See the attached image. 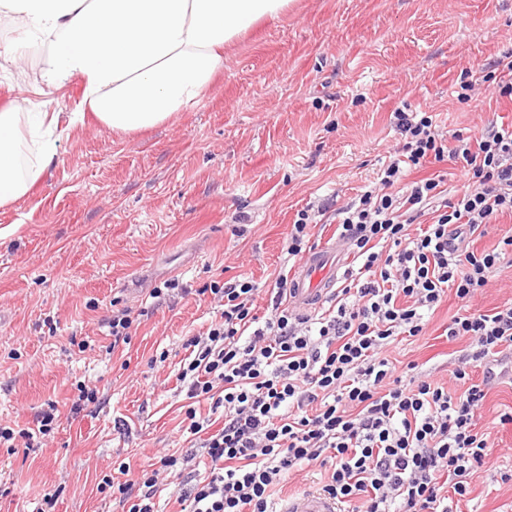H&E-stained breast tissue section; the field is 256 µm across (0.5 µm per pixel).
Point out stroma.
Returning <instances> with one entry per match:
<instances>
[{
	"label": "stroma",
	"mask_w": 512,
	"mask_h": 512,
	"mask_svg": "<svg viewBox=\"0 0 512 512\" xmlns=\"http://www.w3.org/2000/svg\"><path fill=\"white\" fill-rule=\"evenodd\" d=\"M509 51L512 0H297L225 47L198 104L132 134L91 118L71 124L79 81L46 86L34 61L21 91L0 71V107L57 113L59 134L41 182L0 208V228L14 229L0 239V426L33 434L0 447V512H123L103 477L189 446L176 376L188 334L221 312L210 284L252 280L255 312L266 316L297 212L315 213L311 243L330 246L337 208L375 182L400 141L396 110L429 113L449 132L512 124V101L495 84L474 102L457 99L462 72ZM173 277L189 295L142 307L146 289ZM510 303L512 255L470 306ZM461 306L448 296L388 358L461 393L453 372L469 341L444 333ZM126 307L139 318L116 346L102 320ZM81 382L98 400L76 411ZM51 403L59 417L45 436L35 417ZM510 410L505 377L480 411L496 446L461 512H512V481L498 480L512 470V424L499 423Z\"/></svg>",
	"instance_id": "obj_1"
}]
</instances>
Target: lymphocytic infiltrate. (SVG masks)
Here are the masks:
<instances>
[{"label":"lymphocytic infiltrate","mask_w":512,"mask_h":512,"mask_svg":"<svg viewBox=\"0 0 512 512\" xmlns=\"http://www.w3.org/2000/svg\"><path fill=\"white\" fill-rule=\"evenodd\" d=\"M497 81L512 99V52L484 75L462 80L458 99ZM401 145L376 183L337 211L336 231L352 264L328 309L308 313L288 301V277L275 280L270 313H255L257 287L242 279L211 286L223 309L206 331L191 335L192 355L179 371L198 450L166 455L156 468L105 485L127 512H157L170 471L182 482L188 512H276L274 486L310 467L327 469L323 495L344 512H457L469 475L495 444L477 417L512 348V304L491 313L464 311L447 327L469 349L453 376L441 379L397 368L386 352L398 337H415L425 315L447 295L469 301L512 237L475 251L474 236L512 213V127L497 123L476 135L444 134L430 115L397 111ZM450 161L464 179L455 198L439 180L406 182L410 168ZM482 378L471 382V369ZM206 400L222 425L205 431L195 405Z\"/></svg>","instance_id":"obj_1"}]
</instances>
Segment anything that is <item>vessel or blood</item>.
Masks as SVG:
<instances>
[{
	"instance_id": "1",
	"label": "vessel or blood",
	"mask_w": 512,
	"mask_h": 512,
	"mask_svg": "<svg viewBox=\"0 0 512 512\" xmlns=\"http://www.w3.org/2000/svg\"><path fill=\"white\" fill-rule=\"evenodd\" d=\"M347 250L343 242L308 253L292 273V303L302 309L320 305L334 293L339 273L346 264ZM283 512H339L336 503L321 494H310L289 502Z\"/></svg>"
}]
</instances>
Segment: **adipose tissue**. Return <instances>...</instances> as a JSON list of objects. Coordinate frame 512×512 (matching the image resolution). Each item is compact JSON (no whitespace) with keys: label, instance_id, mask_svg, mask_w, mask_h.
<instances>
[{"label":"adipose tissue","instance_id":"obj_1","mask_svg":"<svg viewBox=\"0 0 512 512\" xmlns=\"http://www.w3.org/2000/svg\"><path fill=\"white\" fill-rule=\"evenodd\" d=\"M295 0H0V26L19 37L0 69L24 74L34 56L41 80L82 82V108L126 134L164 124L195 106L224 67V48ZM55 119L0 109V207L28 195L56 156Z\"/></svg>","mask_w":512,"mask_h":512}]
</instances>
